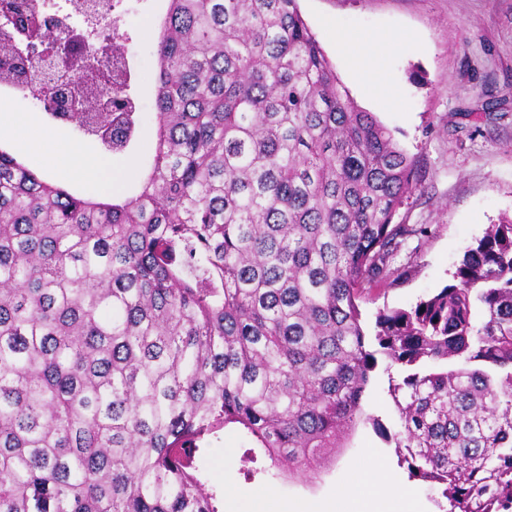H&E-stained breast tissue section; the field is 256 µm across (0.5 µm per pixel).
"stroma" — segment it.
Here are the masks:
<instances>
[{
	"label": "stroma",
	"mask_w": 512,
	"mask_h": 512,
	"mask_svg": "<svg viewBox=\"0 0 512 512\" xmlns=\"http://www.w3.org/2000/svg\"><path fill=\"white\" fill-rule=\"evenodd\" d=\"M303 19L322 47L340 83L365 111L391 130L398 145L418 162L421 186L405 199L395 221L414 228L388 262L385 281L366 286L357 304L367 337H374L380 311L410 308L452 283L464 252L490 224L512 217V0H298ZM128 20V59L141 111L153 112L158 73L152 44L165 0H135ZM381 36L402 34L394 51L378 59L384 79L401 93L386 104L357 79L337 50L331 23ZM28 116V125L12 121ZM49 132L91 152L99 145L71 126L46 127L42 113L21 96L0 90V139L15 144ZM405 367L378 357L359 422L318 478L273 473L267 459L242 457L250 440L229 426L197 440L195 474L207 491L239 494L241 512H251V492L265 487L280 499L319 512L343 495L356 464L365 456L380 462L395 480L412 512H441L438 486L409 478L393 443L372 426L378 417L390 432L401 429L389 395L390 380Z\"/></svg>",
	"instance_id": "stroma-1"
}]
</instances>
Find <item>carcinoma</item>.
Wrapping results in <instances>:
<instances>
[{
  "mask_svg": "<svg viewBox=\"0 0 512 512\" xmlns=\"http://www.w3.org/2000/svg\"><path fill=\"white\" fill-rule=\"evenodd\" d=\"M156 142L121 202L80 197L0 145V512H219L179 449L229 425L270 467L319 472L367 419L444 512H512V218L454 278L376 319L402 431L365 416L375 353L356 297L388 276L417 164L340 86L297 0H166ZM76 0H0V88L46 117L41 41ZM107 0L78 54L112 111L67 123L134 149L138 111ZM112 125V139L94 133Z\"/></svg>",
  "mask_w": 512,
  "mask_h": 512,
  "instance_id": "carcinoma-1",
  "label": "carcinoma"
}]
</instances>
